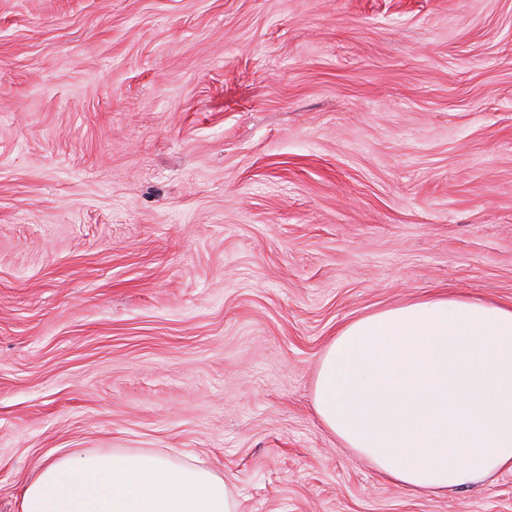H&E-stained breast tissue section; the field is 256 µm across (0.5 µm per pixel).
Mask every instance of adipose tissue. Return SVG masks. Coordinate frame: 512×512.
<instances>
[{
    "instance_id": "adipose-tissue-1",
    "label": "adipose tissue",
    "mask_w": 512,
    "mask_h": 512,
    "mask_svg": "<svg viewBox=\"0 0 512 512\" xmlns=\"http://www.w3.org/2000/svg\"><path fill=\"white\" fill-rule=\"evenodd\" d=\"M339 443L422 494L512 473V306L433 295L340 327L312 393ZM20 512H237L212 471L158 451L42 465Z\"/></svg>"
}]
</instances>
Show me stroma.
Returning a JSON list of instances; mask_svg holds the SVG:
<instances>
[{
  "label": "stroma",
  "instance_id": "1",
  "mask_svg": "<svg viewBox=\"0 0 512 512\" xmlns=\"http://www.w3.org/2000/svg\"><path fill=\"white\" fill-rule=\"evenodd\" d=\"M434 293L512 303V0H0V512L74 450L238 512H512L312 409L338 327Z\"/></svg>",
  "mask_w": 512,
  "mask_h": 512
}]
</instances>
